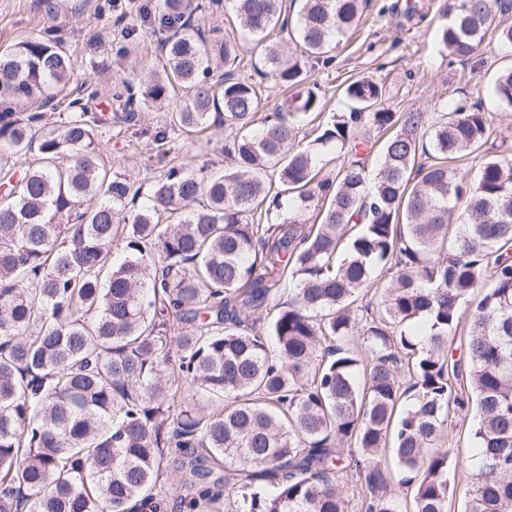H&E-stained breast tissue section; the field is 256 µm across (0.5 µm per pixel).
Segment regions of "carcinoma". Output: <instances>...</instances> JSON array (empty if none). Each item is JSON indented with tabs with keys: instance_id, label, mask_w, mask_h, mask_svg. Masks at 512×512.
I'll return each instance as SVG.
<instances>
[{
	"instance_id": "carcinoma-1",
	"label": "carcinoma",
	"mask_w": 512,
	"mask_h": 512,
	"mask_svg": "<svg viewBox=\"0 0 512 512\" xmlns=\"http://www.w3.org/2000/svg\"><path fill=\"white\" fill-rule=\"evenodd\" d=\"M228 2L264 46L258 79L235 76L238 39L198 25L205 4L162 0L164 64L126 84L119 116L137 126L181 90L140 134L162 157L218 121L234 130L224 168L170 166L140 204L82 99L62 125L0 112V148L35 157L0 164V512H166L170 455L189 474L182 512H345L346 448L365 461V512H401L392 480L415 512H448V425L468 416V512H512V155L489 154L490 113L394 112L368 76L320 113L307 64L331 63L367 0H301L294 16ZM511 9L442 0L437 44L470 60ZM74 64L60 38H22L0 52V98L33 102ZM268 78L295 93L256 124ZM488 95L512 107V67ZM172 319L189 325L176 338ZM361 323L366 356L350 346Z\"/></svg>"
}]
</instances>
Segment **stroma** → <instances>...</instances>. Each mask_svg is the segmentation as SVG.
Here are the masks:
<instances>
[{"mask_svg": "<svg viewBox=\"0 0 512 512\" xmlns=\"http://www.w3.org/2000/svg\"><path fill=\"white\" fill-rule=\"evenodd\" d=\"M144 0H0V49L26 36L53 31L74 54V74L69 84L51 89L47 105L15 104L18 112L44 111L48 122L58 125L67 116V105L80 86H89L97 96L92 111L107 116L95 135L115 168L149 185L157 172L155 151L134 129L112 122L118 112L115 98L123 82L139 81L158 65L164 36L157 21L141 17ZM424 8L406 16L397 0H369L356 29L336 48L328 66L311 68L322 109L335 112L345 85L369 76L382 83L392 111L416 108L439 115L444 105L465 103L479 106L492 116L495 143L512 151V108L488 99L485 87L502 69L512 66V46H502L496 30H489L485 43L471 60L463 61L443 51L436 41L440 0H423ZM135 26L134 38H125L126 26ZM97 39L96 54L83 47ZM232 142L220 124L194 135H183L169 145L167 161L199 170L227 163Z\"/></svg>", "mask_w": 512, "mask_h": 512, "instance_id": "obj_1", "label": "stroma"}]
</instances>
